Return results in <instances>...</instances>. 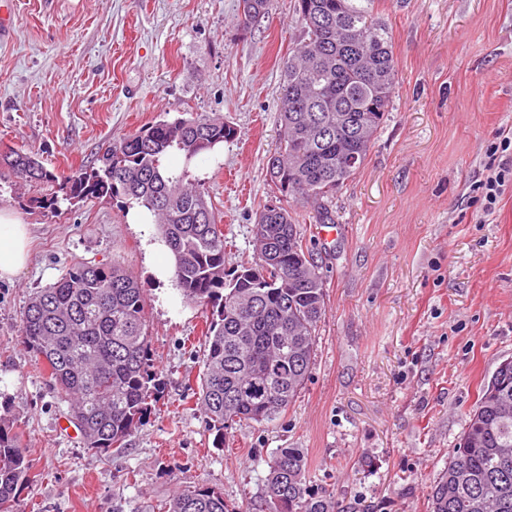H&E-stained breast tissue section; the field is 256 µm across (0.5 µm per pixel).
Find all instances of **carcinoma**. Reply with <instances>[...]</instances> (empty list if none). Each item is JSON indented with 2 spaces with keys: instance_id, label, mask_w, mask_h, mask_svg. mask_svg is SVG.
<instances>
[{
  "instance_id": "cac0c4a2",
  "label": "carcinoma",
  "mask_w": 512,
  "mask_h": 512,
  "mask_svg": "<svg viewBox=\"0 0 512 512\" xmlns=\"http://www.w3.org/2000/svg\"><path fill=\"white\" fill-rule=\"evenodd\" d=\"M377 0H296L305 32L288 55L280 86L279 142L267 161L276 206L256 213L259 263L224 266L221 216L192 178L191 162L235 136L206 114L159 121L113 142L66 176L33 152L6 151L0 162L52 192L30 200L47 214L63 201L124 200L151 212L174 258L173 279L209 322L198 400L217 442L240 423L259 426L284 415L316 362L325 315L318 257L303 243L290 203L333 224L327 203L364 165L389 116L397 69ZM248 29L266 0H240ZM184 157L172 169V151ZM356 155L344 165L340 158ZM22 343L47 372L83 444L119 450L151 413L155 380L144 289L117 261L70 266L36 291L21 316ZM264 479L269 512H336L334 497L309 485L302 448H279ZM25 446L0 415V512H19L30 479ZM430 512H512V358L503 360L428 492ZM163 512H238L209 486L180 491Z\"/></svg>"
}]
</instances>
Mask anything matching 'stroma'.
<instances>
[{
    "label": "stroma",
    "mask_w": 512,
    "mask_h": 512,
    "mask_svg": "<svg viewBox=\"0 0 512 512\" xmlns=\"http://www.w3.org/2000/svg\"><path fill=\"white\" fill-rule=\"evenodd\" d=\"M0 42V151L56 173L160 120L219 115L234 137L194 161L224 224L225 266L258 260L255 215L270 198L282 66L303 37L295 0H267L249 29L237 0H10ZM398 78L363 168L334 196L340 235H309L326 313L312 374L275 423L215 433L192 396L205 319L153 278L142 231L116 201L29 207L41 187L0 164V207L29 224L26 267L0 280V411L33 478L20 512H158L189 486L266 512L267 461L304 449L310 484L343 512H429L430 485L483 386L512 358V192L484 215L474 189L488 144L512 131V0H380ZM119 260L145 290L159 397L120 451L60 431L67 410L20 340L33 293L76 261Z\"/></svg>",
    "instance_id": "1"
}]
</instances>
